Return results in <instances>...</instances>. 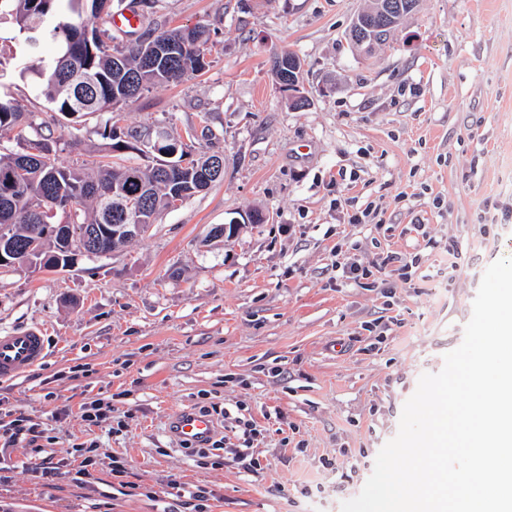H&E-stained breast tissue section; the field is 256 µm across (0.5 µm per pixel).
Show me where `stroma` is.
Masks as SVG:
<instances>
[{
  "mask_svg": "<svg viewBox=\"0 0 512 512\" xmlns=\"http://www.w3.org/2000/svg\"><path fill=\"white\" fill-rule=\"evenodd\" d=\"M365 3L160 0L159 29L207 28V71L74 129L32 69L56 45L31 53L0 0V97L41 120L0 131V147L44 136L72 165L113 122L206 128L202 150L224 155L222 181L123 248L0 269V330L40 326L49 342L46 361L0 382L46 436L39 454L0 449V512H341L360 493L420 376L462 343L484 271L512 257V0H420L369 56L347 39ZM284 51L303 63L299 110L271 70ZM256 209L266 222L245 223ZM390 252L418 256L410 279L381 269ZM346 258L368 278H342ZM93 399L112 405L98 426L81 418ZM187 407L254 418L257 469L178 451L169 424ZM116 457L138 495L121 494ZM176 483L205 490L204 510Z\"/></svg>",
  "mask_w": 512,
  "mask_h": 512,
  "instance_id": "obj_1",
  "label": "stroma"
}]
</instances>
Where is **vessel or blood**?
<instances>
[{
    "label": "vessel or blood",
    "instance_id": "1",
    "mask_svg": "<svg viewBox=\"0 0 512 512\" xmlns=\"http://www.w3.org/2000/svg\"><path fill=\"white\" fill-rule=\"evenodd\" d=\"M48 356V338L42 328L0 331V381L21 377ZM218 430L210 414L180 411L174 418V432L186 444L207 445Z\"/></svg>",
    "mask_w": 512,
    "mask_h": 512
}]
</instances>
